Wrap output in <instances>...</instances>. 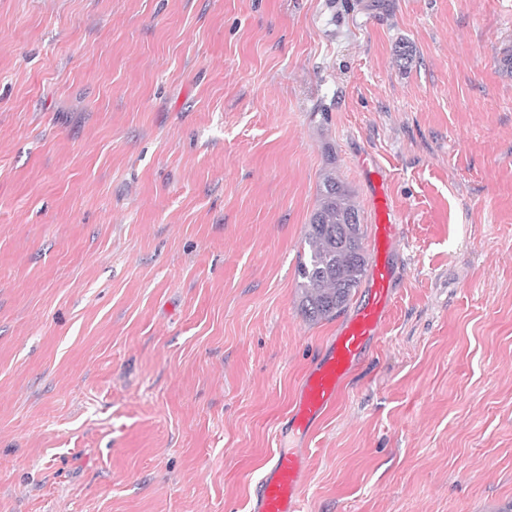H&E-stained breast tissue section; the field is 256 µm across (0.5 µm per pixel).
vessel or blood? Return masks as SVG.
Here are the masks:
<instances>
[{
	"mask_svg": "<svg viewBox=\"0 0 512 512\" xmlns=\"http://www.w3.org/2000/svg\"><path fill=\"white\" fill-rule=\"evenodd\" d=\"M373 209L369 245L375 262L366 297L307 369L289 407L293 428L305 434L314 433L316 425L341 402L347 375L380 339L393 308L389 253L395 226L384 188H376ZM307 467L306 454L279 452L259 480L253 512H305L301 478Z\"/></svg>",
	"mask_w": 512,
	"mask_h": 512,
	"instance_id": "obj_1",
	"label": "vessel or blood"
}]
</instances>
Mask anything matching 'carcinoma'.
I'll list each match as a JSON object with an SVG mask.
<instances>
[{"mask_svg": "<svg viewBox=\"0 0 512 512\" xmlns=\"http://www.w3.org/2000/svg\"><path fill=\"white\" fill-rule=\"evenodd\" d=\"M306 245L298 265L300 311L310 321L330 319L347 306L368 269L359 210L334 173L323 179Z\"/></svg>", "mask_w": 512, "mask_h": 512, "instance_id": "carcinoma-1", "label": "carcinoma"}]
</instances>
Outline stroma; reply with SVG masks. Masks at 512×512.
Masks as SVG:
<instances>
[{"label": "stroma", "instance_id": "1", "mask_svg": "<svg viewBox=\"0 0 512 512\" xmlns=\"http://www.w3.org/2000/svg\"><path fill=\"white\" fill-rule=\"evenodd\" d=\"M507 47L512 0H0V512H250L279 449L307 512L511 504ZM330 169L396 302L307 438Z\"/></svg>", "mask_w": 512, "mask_h": 512}]
</instances>
